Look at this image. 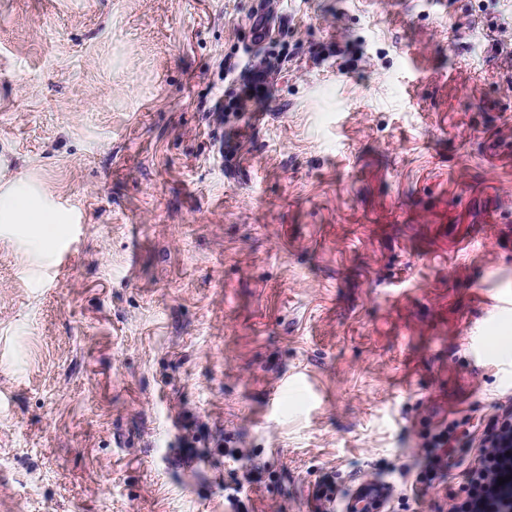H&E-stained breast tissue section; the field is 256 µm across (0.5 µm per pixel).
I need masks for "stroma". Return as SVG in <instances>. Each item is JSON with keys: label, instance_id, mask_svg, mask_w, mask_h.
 <instances>
[{"label": "stroma", "instance_id": "35a3bbf8", "mask_svg": "<svg viewBox=\"0 0 512 512\" xmlns=\"http://www.w3.org/2000/svg\"><path fill=\"white\" fill-rule=\"evenodd\" d=\"M254 2L0 0V512H306L512 389V0H274L228 120ZM242 71L245 75L242 92L235 100L224 103L225 118L232 113L240 115V112H247L251 103L259 99H265L268 95L267 83L270 75L268 66L265 64L252 66L247 61L243 64ZM55 212L40 205L27 190L11 185L0 191V223L48 225L60 223Z\"/></svg>", "mask_w": 512, "mask_h": 512}]
</instances>
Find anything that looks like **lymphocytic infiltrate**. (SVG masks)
<instances>
[{"label":"lymphocytic infiltrate","mask_w":512,"mask_h":512,"mask_svg":"<svg viewBox=\"0 0 512 512\" xmlns=\"http://www.w3.org/2000/svg\"><path fill=\"white\" fill-rule=\"evenodd\" d=\"M240 95L225 103V114L248 111L268 95V66L243 64ZM417 483L429 486L449 469L461 479L447 486L448 512H512V394L503 393L478 419L448 421L424 437Z\"/></svg>","instance_id":"lymphocytic-infiltrate-1"}]
</instances>
